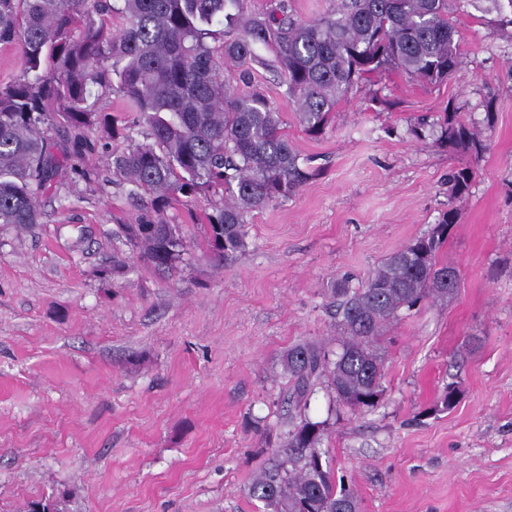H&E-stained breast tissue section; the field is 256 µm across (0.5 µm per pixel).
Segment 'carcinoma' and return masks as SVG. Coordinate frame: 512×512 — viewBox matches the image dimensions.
<instances>
[{"label": "carcinoma", "instance_id": "1", "mask_svg": "<svg viewBox=\"0 0 512 512\" xmlns=\"http://www.w3.org/2000/svg\"><path fill=\"white\" fill-rule=\"evenodd\" d=\"M453 0H331L314 20L290 0H271L254 13L248 0H0V46L18 56L21 75L0 84V225L41 223L45 199L58 194L69 171L85 182L97 174L78 161L95 144L84 130L103 122L129 144L112 153V175L145 194L150 209L114 234L158 271L174 268L190 245L167 217L205 191L219 199L206 214L203 254L227 260L247 246V217L285 200L318 175L283 131L284 120L263 94L242 92L221 74L258 60V45L274 49L271 67L287 87L296 120L313 135L353 88L395 70L438 83L461 67ZM119 19L112 31V18ZM216 25L222 26L218 32ZM221 36L213 46L209 40ZM96 87L118 93L121 111L92 109ZM56 136L47 135L48 130ZM142 136L134 139L133 134ZM410 134L477 159L487 150L479 133L445 114ZM473 169L448 173L456 198ZM457 214L450 208L427 234L399 248L358 286L330 285V306L342 331L331 354L309 342L288 350L290 398L300 402L324 378L336 400L371 412L385 395L380 339L403 310L444 299L450 263L440 252ZM324 423L304 418L252 481L251 499L264 512H346L354 491L323 462Z\"/></svg>", "mask_w": 512, "mask_h": 512}]
</instances>
